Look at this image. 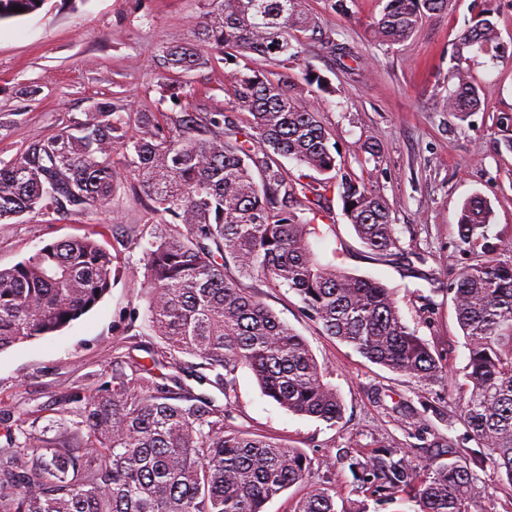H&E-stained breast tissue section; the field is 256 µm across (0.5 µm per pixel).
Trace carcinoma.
Listing matches in <instances>:
<instances>
[{
	"mask_svg": "<svg viewBox=\"0 0 512 512\" xmlns=\"http://www.w3.org/2000/svg\"><path fill=\"white\" fill-rule=\"evenodd\" d=\"M44 0H0V20L26 16ZM451 0H386L373 33L395 45L425 16ZM23 8L21 12L12 7ZM196 39L163 50L171 74L165 92L179 98L182 78L210 63L207 50L238 66L231 75V108L207 111L192 103L177 113L123 115L106 107L84 121L28 143L19 158L0 161V222L25 214L83 212L111 199L122 178L137 181L149 209L173 223L157 224L144 258L147 324L161 345L152 364L132 374L116 362L112 381L66 412L53 435L6 430L0 443V512H264L265 504L333 465L273 438L228 424L238 372L249 368L259 387L289 413L335 427L344 405L305 339L243 287L264 278L295 294L326 336L352 346L370 362L429 386L448 376L447 364L403 321L395 294L378 280L321 262L311 239L320 236L307 214L339 186L343 214L372 259L415 272L413 254L395 236L384 200L343 171L332 134L317 110L302 104L289 64L318 21L303 0H209ZM499 42L485 7L459 38V49ZM445 112L481 107L463 66ZM124 149L122 166L112 145ZM289 158L317 173L288 174ZM489 210L464 204L460 243L484 235ZM112 288V256L90 236L46 244L0 269V351L51 336L90 311ZM457 321L468 346L460 419L483 464L504 478L512 498V263L467 267L450 284ZM200 357L224 394L217 406L178 376V355ZM440 463L423 467L409 454L383 447L365 457L347 450L360 492L407 512H471L478 494L469 449H440ZM292 512H337L327 488H314Z\"/></svg>",
	"mask_w": 512,
	"mask_h": 512,
	"instance_id": "obj_1",
	"label": "carcinoma"
}]
</instances>
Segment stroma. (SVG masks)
Masks as SVG:
<instances>
[{"label":"stroma","mask_w":512,"mask_h":512,"mask_svg":"<svg viewBox=\"0 0 512 512\" xmlns=\"http://www.w3.org/2000/svg\"><path fill=\"white\" fill-rule=\"evenodd\" d=\"M482 0H452L448 11L427 15L415 34L385 45L371 34L381 0H305L321 35L302 42L290 74L296 93L316 107L338 146L345 171L382 197L401 245L426 257L434 280L374 261L342 212L338 188L322 200L335 224L314 249L323 262L380 280L395 292L404 323L448 365V381L420 387L373 364L337 339L323 335L298 299L262 278L245 280L277 317L308 343L344 403L338 426L288 413L265 397L251 370L240 369L236 425L301 449L310 458L337 449L364 453L383 446L410 448L415 464L456 442L475 448L454 413L468 349L458 325L452 280L483 259L512 262V60L465 49V67L482 108L462 114L440 106L456 84L452 61L461 32ZM207 0H45L41 9L0 21V160L18 158L27 144L83 121L104 102L122 112H177L163 94L165 47L193 40ZM348 45L352 56L328 52L327 42ZM231 67L214 60L188 73L196 103L229 109ZM323 77L328 91L311 85ZM472 198L491 210L483 237L460 244L462 207ZM154 233L147 201L133 179L103 207L82 214L26 215L0 223V268L27 259L45 244L73 236L97 238L119 276L97 305L62 331L0 352V429L42 430L72 408L76 393L109 381L112 358L137 362L160 340L149 330L145 250ZM334 489L338 512H401L375 507L358 493L347 465L327 479L310 478L269 501L265 512H291L311 487Z\"/></svg>","instance_id":"stroma-1"}]
</instances>
